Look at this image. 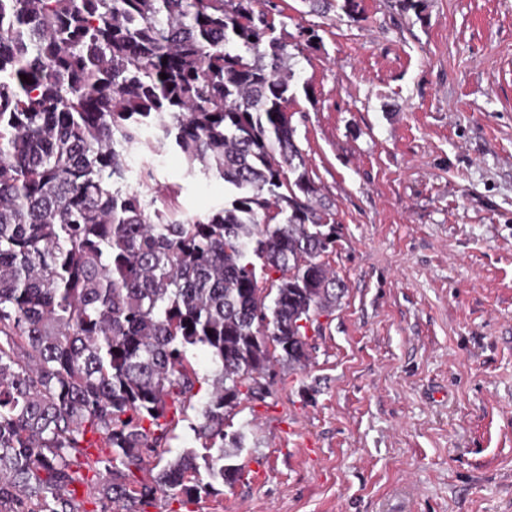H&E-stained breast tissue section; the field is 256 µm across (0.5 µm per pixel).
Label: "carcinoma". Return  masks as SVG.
Returning a JSON list of instances; mask_svg holds the SVG:
<instances>
[{
    "label": "carcinoma",
    "mask_w": 512,
    "mask_h": 512,
    "mask_svg": "<svg viewBox=\"0 0 512 512\" xmlns=\"http://www.w3.org/2000/svg\"><path fill=\"white\" fill-rule=\"evenodd\" d=\"M254 2L0 0V512H138L236 484L229 417L316 352L344 293L336 225L294 139L288 44ZM141 145L229 200L188 216L150 167L129 187ZM196 347L216 365L205 453L140 478L171 405L201 391Z\"/></svg>",
    "instance_id": "1"
}]
</instances>
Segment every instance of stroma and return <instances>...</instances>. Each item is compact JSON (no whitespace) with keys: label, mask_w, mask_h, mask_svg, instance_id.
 <instances>
[{"label":"stroma","mask_w":512,"mask_h":512,"mask_svg":"<svg viewBox=\"0 0 512 512\" xmlns=\"http://www.w3.org/2000/svg\"><path fill=\"white\" fill-rule=\"evenodd\" d=\"M274 2L345 293L311 365L238 407L242 480L146 512H512V0ZM147 162L186 213L228 197L171 149L129 186Z\"/></svg>","instance_id":"obj_1"}]
</instances>
